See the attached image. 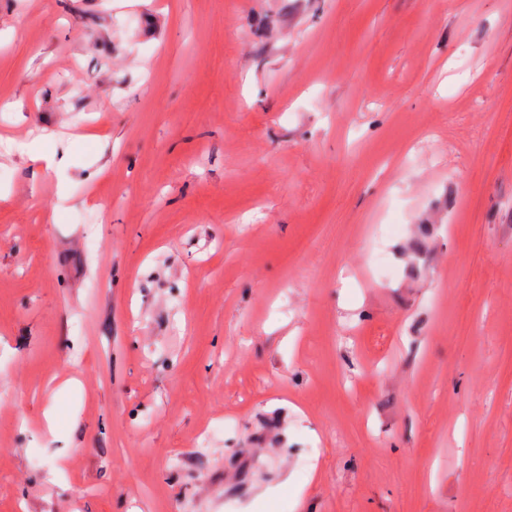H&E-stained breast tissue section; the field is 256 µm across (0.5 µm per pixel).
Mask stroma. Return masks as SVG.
<instances>
[{
    "label": "stroma",
    "mask_w": 512,
    "mask_h": 512,
    "mask_svg": "<svg viewBox=\"0 0 512 512\" xmlns=\"http://www.w3.org/2000/svg\"><path fill=\"white\" fill-rule=\"evenodd\" d=\"M0 170V512H512V0H0Z\"/></svg>",
    "instance_id": "stroma-1"
}]
</instances>
